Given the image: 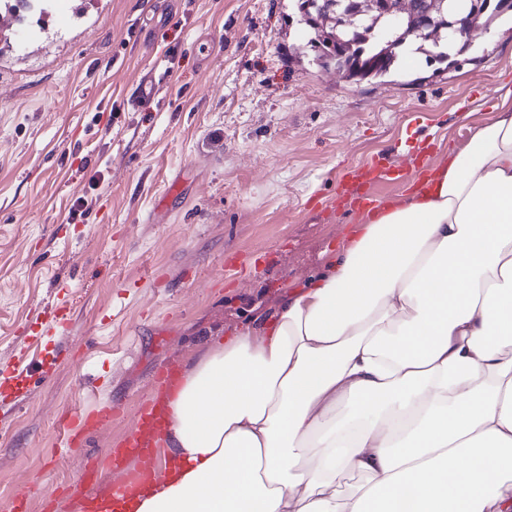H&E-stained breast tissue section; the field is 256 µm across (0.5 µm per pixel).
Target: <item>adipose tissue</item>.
I'll return each mask as SVG.
<instances>
[{"label": "adipose tissue", "mask_w": 512, "mask_h": 512, "mask_svg": "<svg viewBox=\"0 0 512 512\" xmlns=\"http://www.w3.org/2000/svg\"><path fill=\"white\" fill-rule=\"evenodd\" d=\"M170 408L132 512H512V107Z\"/></svg>", "instance_id": "ef3b65f1"}]
</instances>
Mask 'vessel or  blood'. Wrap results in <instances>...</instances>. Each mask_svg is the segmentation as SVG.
<instances>
[{
  "instance_id": "vessel-or-blood-1",
  "label": "vessel or blood",
  "mask_w": 512,
  "mask_h": 512,
  "mask_svg": "<svg viewBox=\"0 0 512 512\" xmlns=\"http://www.w3.org/2000/svg\"><path fill=\"white\" fill-rule=\"evenodd\" d=\"M400 171L379 164L366 165L356 170L352 178L364 184L352 203L364 209L375 207L376 202L366 190L380 180L394 179ZM174 380L173 372H166L158 381L156 394L139 407L130 432L118 447L108 449L109 471L99 475L95 469L84 473L86 488L75 500L72 512H116L118 506L136 496L145 486L161 484L164 472L158 462V450L170 424L168 395ZM115 415L111 405L68 412L60 420V445L72 447L85 435L102 430L112 423Z\"/></svg>"
}]
</instances>
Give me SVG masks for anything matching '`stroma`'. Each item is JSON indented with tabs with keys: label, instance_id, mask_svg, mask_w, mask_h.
Segmentation results:
<instances>
[{
	"label": "stroma",
	"instance_id": "1",
	"mask_svg": "<svg viewBox=\"0 0 512 512\" xmlns=\"http://www.w3.org/2000/svg\"><path fill=\"white\" fill-rule=\"evenodd\" d=\"M295 0H58L0 45V367L45 362L0 429V512H48L130 428L155 375L303 287L367 213L351 167L403 166L383 203L448 162L512 89V25L469 61L353 83L319 66ZM162 91L128 101L143 75ZM82 214L71 215L76 200ZM71 309L63 337L38 312ZM108 399L60 451L57 420Z\"/></svg>",
	"mask_w": 512,
	"mask_h": 512
}]
</instances>
